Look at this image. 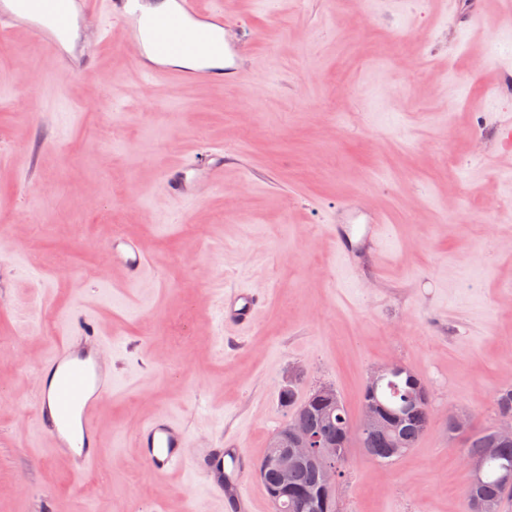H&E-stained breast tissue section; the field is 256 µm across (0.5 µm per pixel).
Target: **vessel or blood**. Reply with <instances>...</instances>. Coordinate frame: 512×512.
<instances>
[{
    "label": "vessel or blood",
    "instance_id": "b4317fda",
    "mask_svg": "<svg viewBox=\"0 0 512 512\" xmlns=\"http://www.w3.org/2000/svg\"><path fill=\"white\" fill-rule=\"evenodd\" d=\"M154 0H0V41L18 29L45 45L60 70L78 75L95 68L102 46L112 36L99 18L118 26L125 52L140 77L143 95L163 83L202 82L226 86L247 79L256 33L245 18L212 4L211 0H169L158 15ZM224 177V152L211 150L193 160H179L160 175L166 195L176 202L198 199L201 184ZM343 219L365 217L359 236L337 235L338 255L353 267L360 247L379 251L387 231L385 214L364 215L358 200L338 209ZM109 262L120 268L128 284L139 283L151 259L141 243L129 236L113 238ZM266 303L248 288H233L224 295V322L253 326ZM111 339L104 336L88 312L71 314L65 334L43 357L34 398L36 425L47 454H65L74 472L83 474L102 461L98 417L112 394ZM187 427L175 415L161 411L143 422L135 435L140 457L149 472L162 476L184 465L202 475L211 494L223 499L225 512H253L244 483L251 456L241 444L204 448L188 459Z\"/></svg>",
    "mask_w": 512,
    "mask_h": 512
}]
</instances>
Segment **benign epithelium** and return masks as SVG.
<instances>
[{"label": "benign epithelium", "mask_w": 512, "mask_h": 512, "mask_svg": "<svg viewBox=\"0 0 512 512\" xmlns=\"http://www.w3.org/2000/svg\"><path fill=\"white\" fill-rule=\"evenodd\" d=\"M397 373H406L412 379L417 378L414 372L398 361L376 367L368 376L369 395H374V390L382 379ZM310 400L324 401L331 405L329 413L319 418V423L323 424L336 411V388L329 382H319L310 390ZM387 423L388 420L381 415V406L372 400L359 421L346 429L345 437L350 441L360 440L369 446L375 438L387 435ZM348 452L349 449L342 447L341 440L325 435L322 428L289 418L271 435L269 452L260 463L257 475L264 483L269 475H275L276 486L286 490L292 485L296 469L308 466L320 475V491L323 495L334 498L338 481L342 477L341 462L347 458ZM495 452L494 448H486L480 454L465 457L469 484L476 485L480 482L482 459Z\"/></svg>", "instance_id": "benign-epithelium-1"}]
</instances>
